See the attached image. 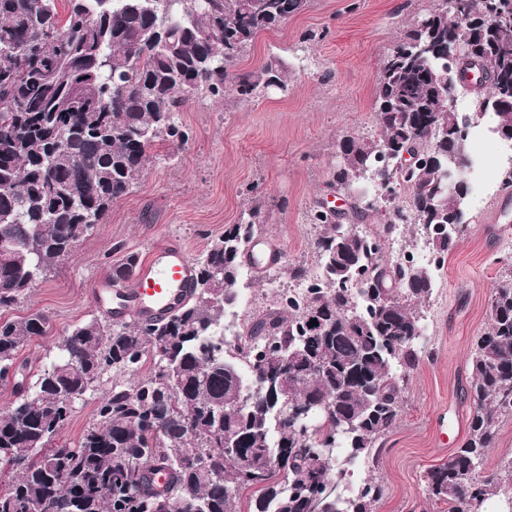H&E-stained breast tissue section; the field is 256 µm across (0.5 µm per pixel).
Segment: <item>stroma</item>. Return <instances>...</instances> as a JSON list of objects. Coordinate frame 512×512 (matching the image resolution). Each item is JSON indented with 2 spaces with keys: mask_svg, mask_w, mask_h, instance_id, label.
I'll return each mask as SVG.
<instances>
[{
  "mask_svg": "<svg viewBox=\"0 0 512 512\" xmlns=\"http://www.w3.org/2000/svg\"><path fill=\"white\" fill-rule=\"evenodd\" d=\"M438 0H309L306 10L258 35L238 67L255 71L269 59L289 68V92L244 99L228 91L202 96L178 118L190 139L172 161L148 164L138 184L113 203L104 223L52 275L37 281L15 309L47 314L51 331L24 346L14 382L0 384V410L16 399L52 360L63 333L95 311L88 288L109 275L124 254L146 258L163 239L179 240L198 258L225 225L246 207L266 218L262 234L281 251L282 284L289 266L317 272L309 221L317 204L332 199L328 183L342 136L373 137L375 78L385 55ZM487 175L474 181L468 226L435 274L431 296L419 309L427 346L410 371L402 417L382 442L376 461L360 466L359 480L373 478L386 494L375 512H437L426 495L427 470L448 458L465 438L473 343L488 326L491 296L504 258L512 257V206L495 174L496 143L481 144ZM276 290L258 271L245 268L238 304L225 315V338L277 308ZM111 374L82 399L59 433L76 442L94 420Z\"/></svg>",
  "mask_w": 512,
  "mask_h": 512,
  "instance_id": "stroma-1",
  "label": "stroma"
}]
</instances>
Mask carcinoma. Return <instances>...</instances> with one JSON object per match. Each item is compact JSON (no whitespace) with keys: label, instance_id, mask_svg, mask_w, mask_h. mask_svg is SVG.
<instances>
[{"label":"carcinoma","instance_id":"1","mask_svg":"<svg viewBox=\"0 0 512 512\" xmlns=\"http://www.w3.org/2000/svg\"><path fill=\"white\" fill-rule=\"evenodd\" d=\"M64 2L59 11L58 2ZM308 0H0V374L15 375L18 354L47 335L39 311L11 314L30 287L103 223L163 146L173 156L188 136L177 113L202 94L233 90L252 98L259 87L288 91L286 67L269 62L241 72L237 64L257 36L304 11ZM512 0H457L453 17L433 10L385 57L376 77L379 138L344 137L330 188L352 192L363 177L410 191L387 226L373 233L353 225L387 200L356 194L336 220L310 211L321 227L314 248L324 287L248 326L255 352L224 349V310L237 298L244 256L264 220L250 208L194 262L191 300L166 320L127 324L94 318L70 327L55 358L36 374L28 394L0 412V512H374L384 486L368 480L351 497L340 491L331 442L348 459H374L398 424L409 371L423 348L418 307L431 294V273L383 261L392 225H422L438 261L454 246L472 184L448 192V158L471 167L456 126L462 85L443 87L451 43L481 54L490 74L472 98L477 115H492L493 138L512 147V40L501 25ZM428 52L413 54V45ZM427 160L410 178L401 170L405 145ZM139 257L112 265L128 278ZM317 325H310V320ZM296 379L276 381L285 351ZM468 393L473 410L462 445L426 473L428 498L440 512H484L485 502L512 490V457L481 474L499 423L512 418V274L493 289L489 325L475 342ZM113 370L125 376L96 408V422L74 443L57 437L73 411L68 396ZM257 385L251 408L238 409L245 382ZM323 401L311 439L296 435L290 402ZM158 422L163 432L151 425ZM235 438V460L224 455V432ZM209 455V468L193 458ZM288 471L282 483L265 471L266 456ZM169 475L163 491L145 474L131 490L125 461ZM253 470L252 480L240 472ZM55 477L48 478L50 471Z\"/></svg>","mask_w":512,"mask_h":512}]
</instances>
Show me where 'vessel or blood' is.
I'll return each instance as SVG.
<instances>
[{"instance_id": "vessel-or-blood-1", "label": "vessel or blood", "mask_w": 512, "mask_h": 512, "mask_svg": "<svg viewBox=\"0 0 512 512\" xmlns=\"http://www.w3.org/2000/svg\"><path fill=\"white\" fill-rule=\"evenodd\" d=\"M194 264L177 240L157 243L147 258L123 281L94 280L89 301L97 310L110 313L113 320L150 322L167 318L193 292Z\"/></svg>"}]
</instances>
